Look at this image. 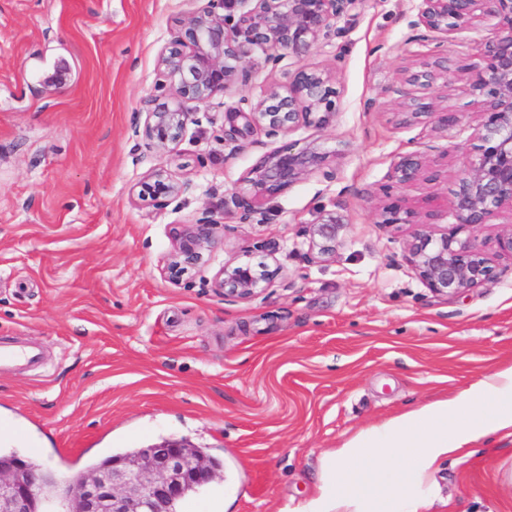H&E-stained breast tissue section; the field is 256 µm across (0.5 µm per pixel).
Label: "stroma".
Listing matches in <instances>:
<instances>
[{
  "label": "stroma",
  "instance_id": "obj_1",
  "mask_svg": "<svg viewBox=\"0 0 512 512\" xmlns=\"http://www.w3.org/2000/svg\"><path fill=\"white\" fill-rule=\"evenodd\" d=\"M199 5L0 0V347L44 356L0 366V454L69 483L124 449L184 440L220 460L223 477L178 512H292L315 496L321 457L360 429L512 366V259L495 260L492 283L447 299L405 259L416 224L377 221L394 163L421 150L438 178L401 193L433 233L446 230V208L425 201L450 193L478 143L460 70L493 24L449 40L447 81L409 89L458 123H406L395 89L424 51L410 26L417 0H363L340 19L345 36L308 58L337 72L336 116L289 135L336 152V177L315 173L267 199L265 223L227 220L223 248L174 284L160 273L171 225L221 210L276 146L229 138L227 107L256 101L274 79L258 50L246 84L187 102L197 121L177 152L144 138L149 104L174 93L159 54ZM157 169L187 190L139 200ZM333 210L344 243L334 260L313 261L306 225ZM260 240L275 246L280 275L251 299L224 300L214 273L263 261ZM425 512H512V433L441 462Z\"/></svg>",
  "mask_w": 512,
  "mask_h": 512
}]
</instances>
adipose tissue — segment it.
I'll list each match as a JSON object with an SVG mask.
<instances>
[{
  "label": "adipose tissue",
  "instance_id": "ef3b65f1",
  "mask_svg": "<svg viewBox=\"0 0 512 512\" xmlns=\"http://www.w3.org/2000/svg\"><path fill=\"white\" fill-rule=\"evenodd\" d=\"M512 429V367L456 398L358 431L320 464L295 512H424L434 467L471 440Z\"/></svg>",
  "mask_w": 512,
  "mask_h": 512
}]
</instances>
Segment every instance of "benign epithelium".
Returning <instances> with one entry per match:
<instances>
[{"instance_id":"benign-epithelium-1","label":"benign epithelium","mask_w":512,"mask_h":512,"mask_svg":"<svg viewBox=\"0 0 512 512\" xmlns=\"http://www.w3.org/2000/svg\"><path fill=\"white\" fill-rule=\"evenodd\" d=\"M363 0H207L177 21L170 45L159 56L161 75L173 85L179 99L207 103L225 95L251 78L243 59L254 48L264 53V66L275 71L287 57L298 62L288 82L271 84L255 102L239 101L230 113L245 120L247 134L269 139L283 138L301 126L322 128L338 111L337 73L314 68L305 60L314 47L345 34L338 21ZM410 27L422 30L418 40L427 47L420 70L405 83L448 76V53L444 43L480 22L495 20V35L485 42L476 61L462 68L479 106V144L466 157L463 173L452 190L453 227L436 238L417 231L405 244L406 257L415 274L431 292L454 298L495 279L491 257L463 240L465 228L488 223L503 209L512 210V0H418ZM224 13H218V9ZM411 120L432 118L442 127L458 123L446 108L409 104ZM193 113L181 104L150 108L145 112L143 133L150 144L177 150ZM329 154L315 144L303 147L286 142L253 166L247 189L224 192L223 210L212 211L193 224H175L170 229L174 251L162 268L167 279L177 282L189 271L202 267L221 244L219 229L224 219L241 223L264 220L259 204L320 172L329 169ZM427 172L425 153L403 155L394 167L399 186ZM187 189L165 171L152 173L139 196L174 198ZM379 223L411 224L413 212L402 197L388 195L378 207ZM346 224L334 212L307 224L309 257L319 262L336 258L344 240ZM495 253L512 257V224L495 235ZM280 267L267 263H226L213 276V287L226 300L256 296L279 274ZM220 476L209 459L178 440L141 449L133 456H117L95 470H87L68 485H57V495L69 500L71 512H174L185 494ZM45 476L16 460L0 462V512H32L41 495Z\"/></svg>"}]
</instances>
